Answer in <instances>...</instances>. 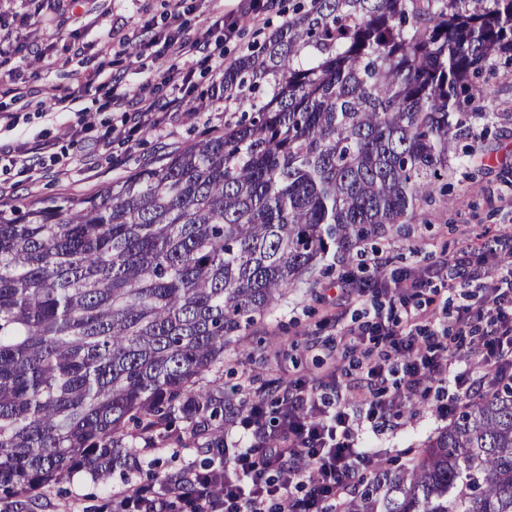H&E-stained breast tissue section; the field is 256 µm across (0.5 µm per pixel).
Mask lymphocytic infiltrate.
<instances>
[{"label": "lymphocytic infiltrate", "mask_w": 512, "mask_h": 512, "mask_svg": "<svg viewBox=\"0 0 512 512\" xmlns=\"http://www.w3.org/2000/svg\"><path fill=\"white\" fill-rule=\"evenodd\" d=\"M209 32L192 37L174 29L157 37L174 63L161 74L175 96L158 100L144 91L118 93L111 76L75 70L66 88L44 92L38 111L76 112L83 98L101 95L107 105L130 113L133 125L158 129L162 114L181 112L195 88L196 56ZM420 279L396 282L389 312H375L353 339L378 349L368 362L254 395L224 421V445L210 467L186 470L184 478L161 476L149 486L113 495L112 512H338L345 488L370 454L358 431H379L400 417L406 403L434 399L454 413L466 399L483 396L490 382L470 370L455 371L458 355L473 350L480 364L512 375V272L490 273L470 305L452 322L433 321L412 303Z\"/></svg>", "instance_id": "f902f5d3"}]
</instances>
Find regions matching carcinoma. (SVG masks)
Returning a JSON list of instances; mask_svg holds the SVG:
<instances>
[{
    "label": "carcinoma",
    "instance_id": "1",
    "mask_svg": "<svg viewBox=\"0 0 512 512\" xmlns=\"http://www.w3.org/2000/svg\"><path fill=\"white\" fill-rule=\"evenodd\" d=\"M512 0H310L224 70L250 114L95 194L0 208V493L154 437L224 447V348L332 250L407 224L492 119ZM341 512H512V379Z\"/></svg>",
    "mask_w": 512,
    "mask_h": 512
}]
</instances>
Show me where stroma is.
<instances>
[{
	"mask_svg": "<svg viewBox=\"0 0 512 512\" xmlns=\"http://www.w3.org/2000/svg\"><path fill=\"white\" fill-rule=\"evenodd\" d=\"M276 6L260 17L241 18L232 36L211 43L207 51L224 64H232L265 37L285 24L299 0H275ZM167 0H90L84 7L70 0H51L39 19L51 36L47 59L0 57V114L13 124L0 123V143L54 140V153L65 166L33 171L31 176L0 168V205H47L64 197L81 198L136 168L153 166L182 146L223 131L250 106L242 97L232 108L221 103L206 110L170 116L162 131H135L129 141L113 142L105 149L59 138L62 124H74L78 113L61 116L36 111L31 98L6 92L8 81L29 90L65 87L72 72L84 66L94 72L106 65L119 90L136 88L148 76L159 74L167 62L154 50H142L145 34L167 30ZM489 107L496 119L489 126H474L461 147L472 146L476 158L456 163L445 184L431 202L419 208L408 224L387 227L385 232L358 247L356 254L330 255L314 279L289 290L286 298L263 322L251 328L243 342L224 351V390L244 395L257 389L310 378L326 365L346 366L356 354L343 346L339 326L365 324L364 301L373 290V268L384 267L382 280L423 276L424 285L414 298L447 303L456 311L469 303L470 288L464 282L448 283L435 276L442 260L472 242L512 235V69L500 68L490 76ZM348 283L352 294L337 300V283ZM449 422L433 403L416 401L406 407L393 428L379 433L363 429L362 445L379 451L382 459L406 461L426 437ZM127 469L115 468L104 480H94L87 470H74L63 489L43 488L31 494L22 512H112V494L124 489Z\"/></svg>",
	"mask_w": 512,
	"mask_h": 512,
	"instance_id": "stroma-1",
	"label": "stroma"
}]
</instances>
